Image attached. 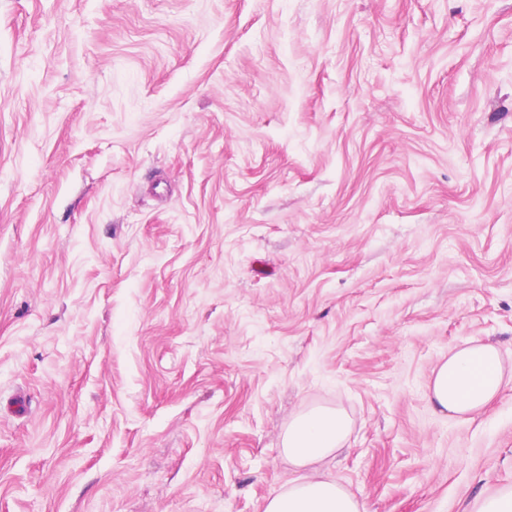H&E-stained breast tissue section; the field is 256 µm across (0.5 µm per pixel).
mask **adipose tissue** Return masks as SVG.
I'll list each match as a JSON object with an SVG mask.
<instances>
[{
	"instance_id": "adipose-tissue-1",
	"label": "adipose tissue",
	"mask_w": 512,
	"mask_h": 512,
	"mask_svg": "<svg viewBox=\"0 0 512 512\" xmlns=\"http://www.w3.org/2000/svg\"><path fill=\"white\" fill-rule=\"evenodd\" d=\"M506 375L495 344L466 342L438 364L427 398L438 411L458 415L481 412L501 391ZM351 429L340 409L315 407L294 416L282 446L302 477L270 498L264 512H364L360 499L312 467L343 447Z\"/></svg>"
}]
</instances>
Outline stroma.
Instances as JSON below:
<instances>
[{"instance_id": "35a3bbf8", "label": "stroma", "mask_w": 512, "mask_h": 512, "mask_svg": "<svg viewBox=\"0 0 512 512\" xmlns=\"http://www.w3.org/2000/svg\"><path fill=\"white\" fill-rule=\"evenodd\" d=\"M512 0H0V512H264L290 418L366 512L512 486ZM512 382L506 379L495 344L481 339L466 342L448 355L433 372L427 398L440 412L465 416L481 412ZM350 429L351 420L342 410L315 407L291 419L282 448L297 469L308 470L342 448Z\"/></svg>"}]
</instances>
